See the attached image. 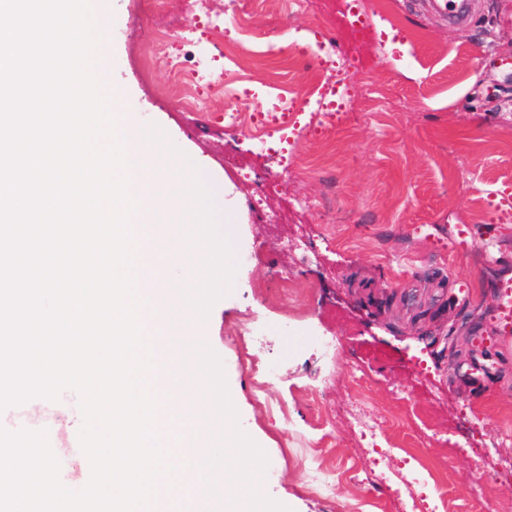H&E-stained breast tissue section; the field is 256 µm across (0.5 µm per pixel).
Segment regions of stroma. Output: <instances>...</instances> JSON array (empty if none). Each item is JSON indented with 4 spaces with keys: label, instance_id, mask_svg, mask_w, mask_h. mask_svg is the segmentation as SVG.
Instances as JSON below:
<instances>
[{
    "label": "stroma",
    "instance_id": "stroma-1",
    "mask_svg": "<svg viewBox=\"0 0 512 512\" xmlns=\"http://www.w3.org/2000/svg\"><path fill=\"white\" fill-rule=\"evenodd\" d=\"M472 2L469 19L452 24L445 0H386L350 112L319 134L288 129V174L267 197L270 223L250 206L254 187L240 172L262 175L272 162L225 130L226 99L197 114L160 96L166 62L153 59L147 78L139 67L154 17L141 0H93L112 29L124 109L233 187L227 230L243 275L203 328L241 428L268 457L264 489L291 512H396L382 485L357 478L382 455L392 473L447 457V484L427 492L451 512H512V335L493 333L498 287L512 279V223H498L485 194L512 185V0ZM245 22L306 55L296 63L242 54L241 70L260 75L247 108H267L270 82L304 93L315 43L296 28L333 30L332 14L302 17L286 0H252ZM459 225L476 235L464 253L448 246ZM299 238L315 244L316 262L291 248ZM273 270L304 290V304L283 305ZM331 337L332 359L322 351ZM263 368L275 374L272 395L287 404V420L256 408L251 381ZM354 372L368 379V413L386 424L372 437L356 434L345 411ZM324 417L334 437L323 458L331 499L310 491L297 461Z\"/></svg>",
    "mask_w": 512,
    "mask_h": 512
}]
</instances>
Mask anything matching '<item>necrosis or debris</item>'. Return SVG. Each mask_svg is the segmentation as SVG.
<instances>
[{
	"label": "necrosis or debris",
	"mask_w": 512,
	"mask_h": 512,
	"mask_svg": "<svg viewBox=\"0 0 512 512\" xmlns=\"http://www.w3.org/2000/svg\"><path fill=\"white\" fill-rule=\"evenodd\" d=\"M214 2L179 0L181 13L191 16L193 22L182 26L158 23L150 35L154 52L167 61L175 77L171 93L182 109L200 111L207 108L211 97H226L231 104L224 110L225 127L248 129L259 151L272 153L269 141L274 132L261 113H244L248 90L233 69L245 35L243 16L234 0L221 10ZM332 11L344 37L339 40L321 33L316 39L317 75L309 93L314 97L310 124L317 131L331 126L336 113L346 111L344 92L352 81L355 63L363 61L365 48L376 38L370 20L379 14L370 0H333ZM340 42L345 45L341 53L336 50Z\"/></svg>",
	"instance_id": "obj_1"
}]
</instances>
